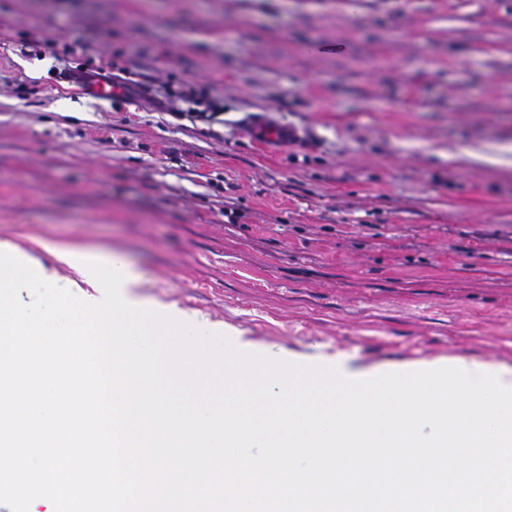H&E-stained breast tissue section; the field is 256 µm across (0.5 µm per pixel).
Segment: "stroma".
I'll list each match as a JSON object with an SVG mask.
<instances>
[{
	"instance_id": "1",
	"label": "stroma",
	"mask_w": 512,
	"mask_h": 512,
	"mask_svg": "<svg viewBox=\"0 0 512 512\" xmlns=\"http://www.w3.org/2000/svg\"><path fill=\"white\" fill-rule=\"evenodd\" d=\"M347 2L0 0V241L272 359L512 367V0ZM106 64L223 120L59 77Z\"/></svg>"
}]
</instances>
